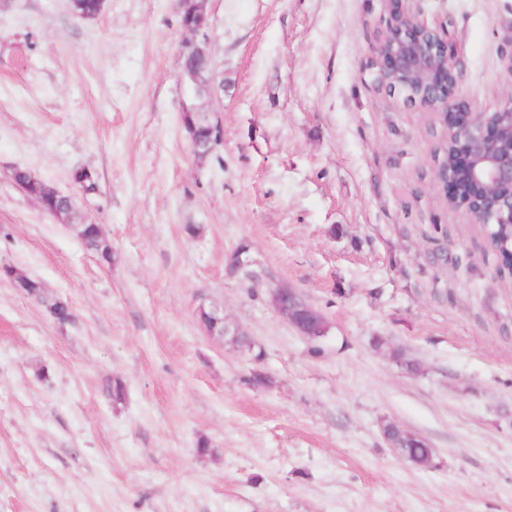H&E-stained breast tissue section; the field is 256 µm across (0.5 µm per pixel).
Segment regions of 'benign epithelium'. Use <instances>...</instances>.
Masks as SVG:
<instances>
[{"instance_id": "7a95c632", "label": "benign epithelium", "mask_w": 512, "mask_h": 512, "mask_svg": "<svg viewBox=\"0 0 512 512\" xmlns=\"http://www.w3.org/2000/svg\"><path fill=\"white\" fill-rule=\"evenodd\" d=\"M390 19L370 62L373 80L391 94L403 96L409 105L453 115L450 129L455 134L453 153L456 175L435 173L436 184L443 187L448 202L457 201L462 187L458 177L467 180L468 196L462 208L479 224H512V95L494 112H480L460 92L458 67L461 60L455 53L450 34L432 28L421 21L403 0H386ZM179 8L190 14L192 24L185 28L186 45L205 63H212L207 29L209 18L206 0H179ZM179 80L194 88L197 98H212L211 83L200 81V72L180 67ZM417 83L422 94L408 98L406 86ZM509 187L511 191L484 199L491 191ZM296 290L280 283L269 290V300L277 315L307 340L325 336L319 329L324 314L311 305L285 302ZM197 320L207 336L228 341L242 334L240 327L224 315V306L212 302L201 304ZM383 434L390 448L397 447L396 439L411 443L421 437L397 424L388 422Z\"/></svg>"}]
</instances>
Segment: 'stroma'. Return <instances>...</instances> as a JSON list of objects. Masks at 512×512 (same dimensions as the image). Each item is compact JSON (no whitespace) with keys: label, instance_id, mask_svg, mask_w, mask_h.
Listing matches in <instances>:
<instances>
[{"label":"stroma","instance_id":"obj_1","mask_svg":"<svg viewBox=\"0 0 512 512\" xmlns=\"http://www.w3.org/2000/svg\"><path fill=\"white\" fill-rule=\"evenodd\" d=\"M409 7L449 29L462 95L495 111L512 0ZM206 9L224 138L200 162L176 0H104L90 19L0 0V267L73 313L58 324L0 277V512H512V273L433 181L438 114L371 80L384 0ZM17 167L74 195L111 262ZM244 243L258 280L227 272ZM276 283L323 312L324 338L275 313ZM210 302L261 357L205 334ZM389 422L431 467L393 454Z\"/></svg>","mask_w":512,"mask_h":512}]
</instances>
